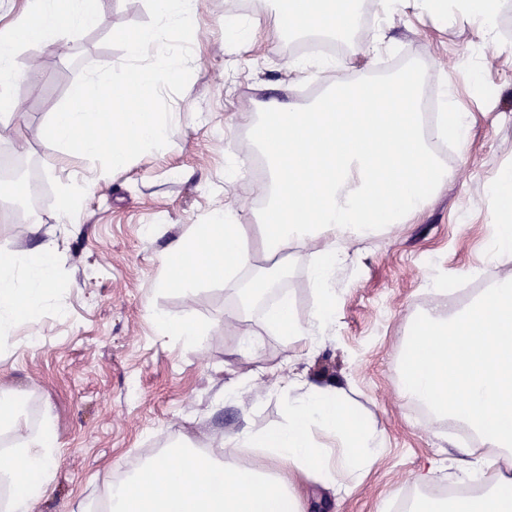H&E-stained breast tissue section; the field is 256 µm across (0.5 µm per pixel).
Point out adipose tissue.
<instances>
[{
    "label": "adipose tissue",
    "instance_id": "1",
    "mask_svg": "<svg viewBox=\"0 0 512 512\" xmlns=\"http://www.w3.org/2000/svg\"><path fill=\"white\" fill-rule=\"evenodd\" d=\"M263 10L225 39L252 51L270 37L293 35L354 41L372 59L389 45L385 26L363 28L361 0H258ZM377 14L413 13L476 28L482 47L496 43L501 0H375ZM94 0H28L10 23L0 26V113L13 114L8 94L17 72L15 49L22 44L53 46L60 35L94 25ZM425 75L419 66L403 68L374 82L339 81L306 107L284 108L271 100L250 119L252 141L267 164L255 187L266 208L256 219L263 251L272 265H256L244 248L245 225L233 209L219 206L204 223L175 239L162 258L158 288H180L193 297L200 280L232 278L237 268L257 266V275L238 291L239 309L224 316L242 351L254 349L255 332L247 314L264 305L263 323L278 335L315 345L334 323L338 266L349 258V240L367 239L381 228L408 224L428 198L442 189L447 173L433 143L455 139L468 145L477 124L474 113L451 94L441 112L423 113ZM331 169L326 179L316 168ZM495 189L506 206L500 212L495 258L512 259V172H502ZM206 251H199L201 242ZM295 246L315 248L312 270L318 304L299 320L288 298L265 306L283 278L279 254ZM58 243L50 239L27 251H0V336L31 321L41 310L57 273ZM401 393L427 405L431 415L465 425L475 445L457 460L466 490L448 499L424 495L432 471L415 475L422 493L407 512H512V281L486 289L468 306L454 309L440 298L427 305L406 355ZM285 418L265 432L243 427L209 447L183 437L145 459L138 469L109 484L104 512H305L303 486L315 479L347 495L342 476L359 478L381 458L383 438L370 423L353 425L354 408L345 389L297 378L284 395ZM339 446L329 453L313 429ZM261 450L266 469L240 466L245 453ZM55 438L50 428L19 438L0 451V488L7 498L0 512H32L33 502L53 478ZM196 468L201 480L186 483L183 472Z\"/></svg>",
    "mask_w": 512,
    "mask_h": 512
}]
</instances>
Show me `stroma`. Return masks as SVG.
Returning a JSON list of instances; mask_svg holds the SVG:
<instances>
[{
	"instance_id": "1",
	"label": "stroma",
	"mask_w": 512,
	"mask_h": 512,
	"mask_svg": "<svg viewBox=\"0 0 512 512\" xmlns=\"http://www.w3.org/2000/svg\"><path fill=\"white\" fill-rule=\"evenodd\" d=\"M201 2L190 81L168 99L180 115L175 135L164 150L107 180L91 160L46 152L42 131L84 66L123 61V51L105 40L120 26L148 22L145 0H99L92 28L50 48L17 50L9 94L20 110L0 119V168L26 158L43 192L32 221L0 194V249H29L52 236L62 258L36 321L17 325L0 344V385L17 391L23 406L19 430L1 432L0 444L11 445L19 432L37 433L47 418L57 444L54 479L33 512H94L108 484L180 436L203 447L246 425L278 427L282 392L301 373L345 388L357 418L372 421L384 440L380 462L344 501L308 482L306 512H386L415 493L413 477L428 464L438 469L430 492L451 487L448 461L465 439L448 421L415 415L400 393L401 357L433 286L470 283L479 291L512 279V262L496 263L488 254L500 209L491 185L512 169V0H502L498 43L486 51L471 28L397 15L386 23L389 52L366 62L340 44L336 68L306 78L289 69L296 41L255 53L225 43L228 24L251 15L253 0ZM412 62L423 68L426 90L449 85L467 92L468 107L481 119L469 147L446 159L448 181L423 213L358 244L355 261L337 270L336 323L314 350L263 329L257 310L251 315L257 348L239 355L224 312L252 268L228 281L206 279L190 298L158 289L161 253L214 207L228 205L244 224L261 212L256 177L244 170L224 180L227 149H251V113L273 97L303 106L308 89L388 76ZM32 68L38 81L27 75ZM74 182L89 188L77 211L60 214L59 190ZM313 262L312 251L292 249L280 285L302 320L314 309ZM156 311L200 323L202 340L187 347L161 339ZM240 377L250 378L251 388L239 400L219 401L225 384Z\"/></svg>"
}]
</instances>
